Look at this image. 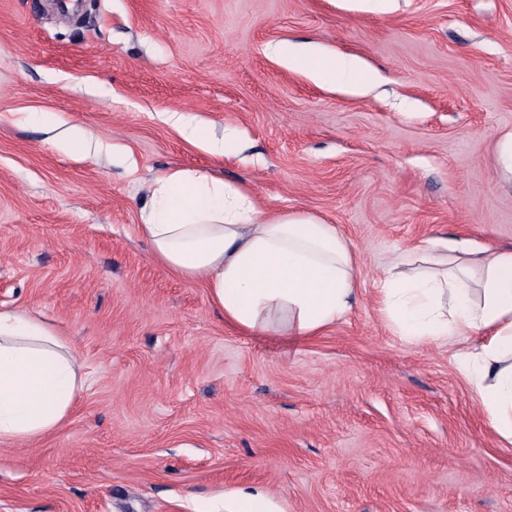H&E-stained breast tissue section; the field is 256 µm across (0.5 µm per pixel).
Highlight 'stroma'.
Masks as SVG:
<instances>
[{
    "instance_id": "stroma-1",
    "label": "stroma",
    "mask_w": 512,
    "mask_h": 512,
    "mask_svg": "<svg viewBox=\"0 0 512 512\" xmlns=\"http://www.w3.org/2000/svg\"><path fill=\"white\" fill-rule=\"evenodd\" d=\"M282 42L383 80L314 82ZM170 112L237 148L212 155ZM511 131L512 0H0V308L62 329L86 377L58 432L0 446V512H225L240 490L271 512H512V446L453 347L404 341L376 291L431 240L512 247ZM172 168L335 224L359 257L351 313L288 343L225 323L137 233Z\"/></svg>"
}]
</instances>
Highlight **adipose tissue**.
Instances as JSON below:
<instances>
[{
  "mask_svg": "<svg viewBox=\"0 0 512 512\" xmlns=\"http://www.w3.org/2000/svg\"><path fill=\"white\" fill-rule=\"evenodd\" d=\"M274 52L290 69L356 94L379 79L354 55L286 43ZM137 231L157 264L206 288L225 322L248 335H319L360 296L357 255L336 225L306 211H264L245 188L202 171L157 177ZM379 295L398 336L458 344V371L493 431L512 444V249L442 269L396 258ZM477 332L483 341L468 344ZM84 383L60 329L22 309L0 310V445L57 431Z\"/></svg>",
  "mask_w": 512,
  "mask_h": 512,
  "instance_id": "ef3b65f1",
  "label": "adipose tissue"
}]
</instances>
